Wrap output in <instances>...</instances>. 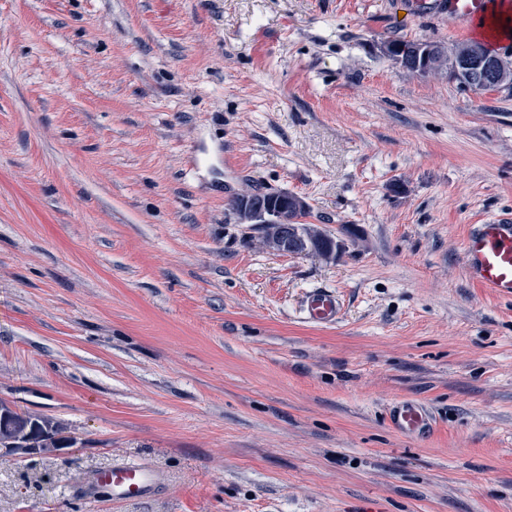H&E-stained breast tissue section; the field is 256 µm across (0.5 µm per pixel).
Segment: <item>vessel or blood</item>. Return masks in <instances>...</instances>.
Instances as JSON below:
<instances>
[{
    "label": "vessel or blood",
    "mask_w": 512,
    "mask_h": 512,
    "mask_svg": "<svg viewBox=\"0 0 512 512\" xmlns=\"http://www.w3.org/2000/svg\"><path fill=\"white\" fill-rule=\"evenodd\" d=\"M492 0H448V15L461 26L486 18ZM463 261L482 288L499 297H512V223L492 222L476 225L463 246ZM304 308L309 322L322 326L335 325L340 317L341 302L332 291L316 288L305 297ZM392 426L404 434H417L426 429L430 416L425 407L404 402L391 416ZM109 491L113 500L137 501L150 498L165 483L163 474L143 462L113 465L94 479Z\"/></svg>",
    "instance_id": "b4317fda"
}]
</instances>
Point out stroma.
Wrapping results in <instances>:
<instances>
[{
	"label": "stroma",
	"instance_id": "obj_1",
	"mask_svg": "<svg viewBox=\"0 0 512 512\" xmlns=\"http://www.w3.org/2000/svg\"><path fill=\"white\" fill-rule=\"evenodd\" d=\"M437 2L0 0V400L74 440L1 451L0 512H512V298L462 262L512 91L385 54L471 39ZM250 188L340 257L262 247ZM141 460L153 498L92 482ZM276 205L287 193H264ZM273 196H277L273 198ZM266 197L254 191H243L236 201L233 216L238 224H297V215L309 210V205L300 196L289 195L281 199L282 204L274 206ZM288 204V205H287ZM306 319L322 327L336 324L341 313V302L336 294L323 288L311 290L304 300ZM390 422L403 434H417L428 427L430 416L422 405L404 402L394 408Z\"/></svg>",
	"mask_w": 512,
	"mask_h": 512
}]
</instances>
